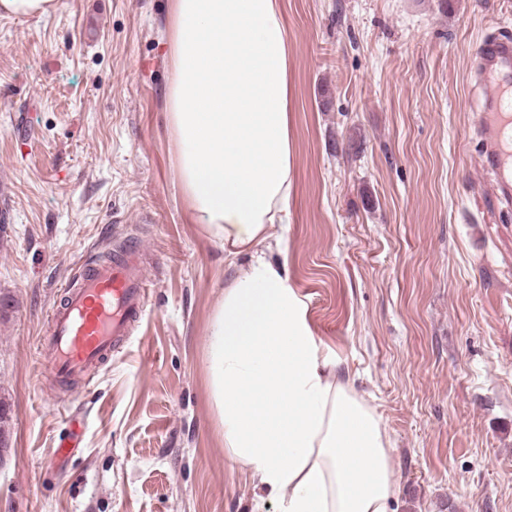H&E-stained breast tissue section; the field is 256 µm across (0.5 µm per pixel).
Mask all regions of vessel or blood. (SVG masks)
<instances>
[{"mask_svg": "<svg viewBox=\"0 0 512 512\" xmlns=\"http://www.w3.org/2000/svg\"><path fill=\"white\" fill-rule=\"evenodd\" d=\"M484 91L476 118L485 166L512 192V36L484 40L476 70ZM139 245L128 239L105 257L87 255L62 285L50 312L46 348L58 387L93 379L128 340L146 311Z\"/></svg>", "mask_w": 512, "mask_h": 512, "instance_id": "vessel-or-blood-1", "label": "vessel or blood"}]
</instances>
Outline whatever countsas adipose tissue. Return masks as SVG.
<instances>
[{
    "label": "adipose tissue",
    "instance_id": "adipose-tissue-1",
    "mask_svg": "<svg viewBox=\"0 0 512 512\" xmlns=\"http://www.w3.org/2000/svg\"><path fill=\"white\" fill-rule=\"evenodd\" d=\"M166 115L194 223L228 258L205 347L224 451L278 512H394L388 438L315 335L275 231L292 193L281 0H172Z\"/></svg>",
    "mask_w": 512,
    "mask_h": 512
}]
</instances>
